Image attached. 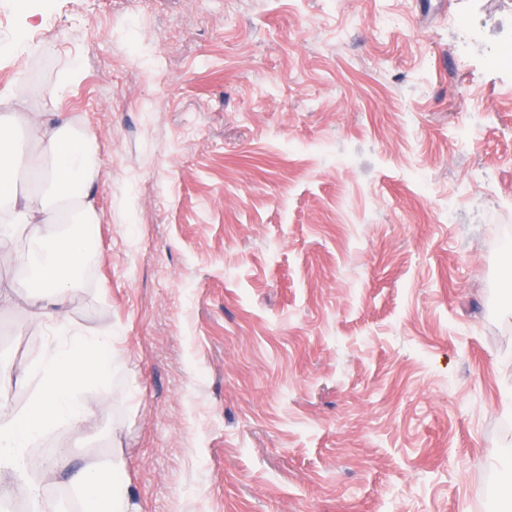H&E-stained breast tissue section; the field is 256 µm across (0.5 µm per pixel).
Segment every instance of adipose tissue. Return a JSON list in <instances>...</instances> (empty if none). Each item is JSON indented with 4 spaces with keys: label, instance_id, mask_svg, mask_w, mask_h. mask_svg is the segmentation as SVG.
Here are the masks:
<instances>
[{
    "label": "adipose tissue",
    "instance_id": "adipose-tissue-1",
    "mask_svg": "<svg viewBox=\"0 0 512 512\" xmlns=\"http://www.w3.org/2000/svg\"><path fill=\"white\" fill-rule=\"evenodd\" d=\"M37 159L39 185L35 193L17 195L16 173L21 163ZM95 176V137L71 125L31 119L25 136H17L14 119L0 114V255L11 252L10 226L30 229L43 259L34 266L35 292L24 301L33 323L51 327L62 336L43 358L19 379L29 388L25 409H11L0 400V471L13 474V482L0 484V499L23 491L30 512H44L41 481L26 472L30 446L43 435L83 422L91 409L85 400L90 382H104L112 369V336L101 330L92 335L75 333L68 320L70 292L76 275L90 257L77 224H92L97 212L87 191ZM125 468L121 449L110 457L84 461L72 468L67 450H59L50 472L67 473L76 487L82 512H139L130 494L115 483Z\"/></svg>",
    "mask_w": 512,
    "mask_h": 512
}]
</instances>
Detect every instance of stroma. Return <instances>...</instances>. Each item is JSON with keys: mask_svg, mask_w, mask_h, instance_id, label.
<instances>
[{"mask_svg": "<svg viewBox=\"0 0 512 512\" xmlns=\"http://www.w3.org/2000/svg\"><path fill=\"white\" fill-rule=\"evenodd\" d=\"M0 113L96 135L75 329L140 512H512V0H0ZM0 308V396L45 353Z\"/></svg>", "mask_w": 512, "mask_h": 512, "instance_id": "obj_1", "label": "stroma"}]
</instances>
